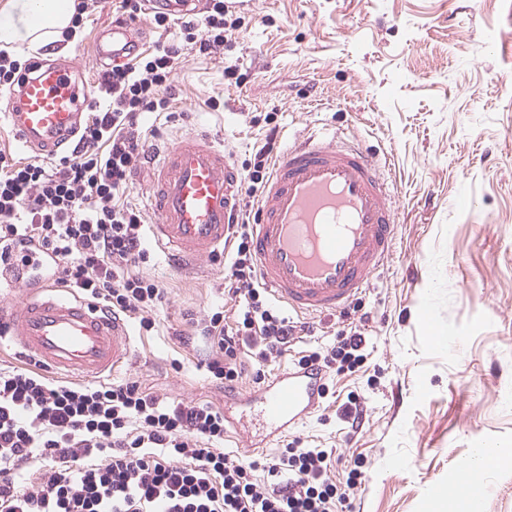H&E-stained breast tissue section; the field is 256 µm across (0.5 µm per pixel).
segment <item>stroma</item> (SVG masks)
<instances>
[{
  "label": "stroma",
  "instance_id": "1",
  "mask_svg": "<svg viewBox=\"0 0 512 512\" xmlns=\"http://www.w3.org/2000/svg\"><path fill=\"white\" fill-rule=\"evenodd\" d=\"M120 0H97L83 32L24 51V58L67 62L96 84L97 33ZM237 29L223 48L185 61L175 74L171 111L141 119L147 147L190 131L223 145L236 164L266 142L275 151L327 128L358 137L388 177L400 211L395 255L344 312L306 317L299 349L328 346L363 322L364 369L333 379L337 400L288 437L262 423L251 378L233 393L210 382L209 343L195 319L220 304L224 260L182 273L149 245L144 273L165 289L157 331H135L123 378L160 397L209 402L239 434L333 450L332 475L345 486L349 463L365 478L349 493L351 512H465L426 495L432 482L467 465L474 448L493 444L506 463L487 472L486 512H512V0H227ZM219 109L208 106L209 99ZM467 191L470 206L457 204ZM448 332L451 346L432 340ZM180 360L173 368L172 360ZM358 396L365 419L351 431L338 414Z\"/></svg>",
  "mask_w": 512,
  "mask_h": 512
}]
</instances>
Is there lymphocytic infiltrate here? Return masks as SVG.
<instances>
[{
	"label": "lymphocytic infiltrate",
	"mask_w": 512,
	"mask_h": 512,
	"mask_svg": "<svg viewBox=\"0 0 512 512\" xmlns=\"http://www.w3.org/2000/svg\"><path fill=\"white\" fill-rule=\"evenodd\" d=\"M224 0H206L199 20L158 11L156 27L176 40L104 70L75 153L52 163L0 155V269L49 275L109 311L156 328L165 291L130 273L146 262L143 216L115 203L146 156L140 118L168 111L174 74L187 58L210 56L233 24ZM224 289L234 311L202 319L210 380L232 391L245 371L263 385L268 362L293 348L297 322L275 310L259 284L248 223L235 225ZM365 338L340 331L310 348L297 368L356 373ZM224 412L166 400L135 381L78 385L37 366L0 369V512H336L345 502L321 448L278 449L245 462L224 451ZM44 463L39 476L25 472Z\"/></svg>",
	"instance_id": "1"
}]
</instances>
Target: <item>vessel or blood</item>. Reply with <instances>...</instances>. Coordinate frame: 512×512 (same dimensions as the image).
Instances as JSON below:
<instances>
[{
    "mask_svg": "<svg viewBox=\"0 0 512 512\" xmlns=\"http://www.w3.org/2000/svg\"><path fill=\"white\" fill-rule=\"evenodd\" d=\"M129 25H111L100 38V57L121 61ZM92 89L70 64L38 63L0 111L21 146L36 157L71 150ZM386 162L358 141L325 132L288 146L272 164L251 226L260 285L299 314L345 310L394 255L399 222ZM244 182L231 158L202 134L168 144L150 191L156 216L153 242L176 268L223 256L230 244ZM10 342L60 373L98 378L119 370L133 337L120 315L64 295L38 279L22 300L0 310ZM255 400L273 433L286 435L318 408L310 372L283 369L270 376ZM480 471L456 472L427 487L437 498L475 484Z\"/></svg>",
    "mask_w": 512,
    "mask_h": 512,
    "instance_id": "obj_1",
    "label": "vessel or blood"
}]
</instances>
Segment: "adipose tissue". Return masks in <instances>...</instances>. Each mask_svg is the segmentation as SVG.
<instances>
[{"label": "adipose tissue", "instance_id": "1", "mask_svg": "<svg viewBox=\"0 0 512 512\" xmlns=\"http://www.w3.org/2000/svg\"><path fill=\"white\" fill-rule=\"evenodd\" d=\"M73 14V0H0V43L34 51L62 41Z\"/></svg>", "mask_w": 512, "mask_h": 512}]
</instances>
